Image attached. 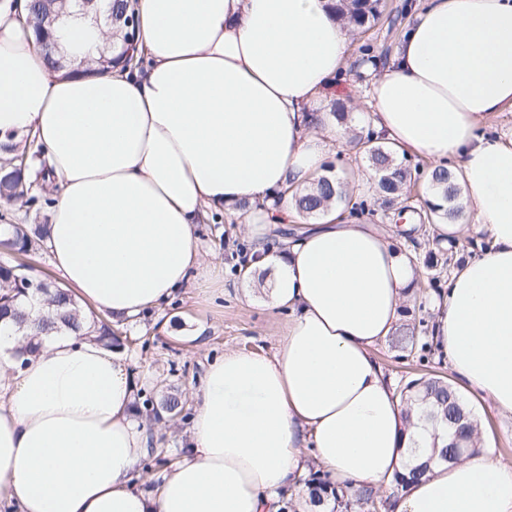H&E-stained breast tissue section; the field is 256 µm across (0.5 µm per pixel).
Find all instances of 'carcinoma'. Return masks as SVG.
Segmentation results:
<instances>
[{
	"instance_id": "cac0c4a2",
	"label": "carcinoma",
	"mask_w": 512,
	"mask_h": 512,
	"mask_svg": "<svg viewBox=\"0 0 512 512\" xmlns=\"http://www.w3.org/2000/svg\"><path fill=\"white\" fill-rule=\"evenodd\" d=\"M335 2L336 10L359 34L369 29L379 17L381 0ZM111 7L112 37L115 38V43L126 44L128 49L137 51V45L129 43V34L136 32V27L128 25L134 12L132 0H111ZM66 8L67 5L56 3L54 0H29L28 15L42 21L49 15L64 12ZM350 143L359 148L371 168L379 175L375 194L368 197L355 192L350 181L335 174L332 168L328 167L311 186L292 194L294 207L299 216H322L332 203L336 206H345L349 210V215L354 217L367 211L373 212L377 207L386 212L407 201L405 190L412 178L411 164L397 161L391 150L374 142L369 135L357 134ZM430 181L433 200L427 202L428 223L450 224L461 217V189L455 182L453 173L445 167L437 166L430 173ZM3 230L7 235L6 244L22 253L44 243L48 233L45 224H5ZM21 267V263L0 264L1 320L11 318L21 328L28 326L34 332L46 335L64 328L78 334L86 328L82 323L79 301L68 290L53 282H44L38 296L45 305L54 308V316L33 319L29 313L17 307L18 302L24 299L22 291L26 288ZM86 329L88 333L99 337V340L109 346L121 345V337L117 336V328L110 319H98ZM424 333L425 319L421 318L407 334L399 337L398 342L407 349L419 351L420 359L425 360L434 354L435 348ZM401 399L406 403V422H411V408L416 405L421 408V417L424 420L444 428L448 433V440L433 442L429 451L424 448L410 449L404 472L394 476V488L403 490L408 484L419 480L443 454L455 455L460 460L479 452L475 440L477 426L471 420L472 411L447 381L425 375L411 379L402 388ZM162 409L183 421L191 418V412L175 394L163 399ZM305 485L311 489V503L316 505L331 500L336 512H385L389 504V498L383 497L379 490L371 486L359 487L352 491L331 487L316 472L309 475Z\"/></svg>"
}]
</instances>
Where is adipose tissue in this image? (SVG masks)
Listing matches in <instances>:
<instances>
[{
	"label": "adipose tissue",
	"mask_w": 512,
	"mask_h": 512,
	"mask_svg": "<svg viewBox=\"0 0 512 512\" xmlns=\"http://www.w3.org/2000/svg\"><path fill=\"white\" fill-rule=\"evenodd\" d=\"M0 0V144L36 136L52 168L47 244L79 301L129 318L195 283L208 208L251 210L242 273L288 322L273 355L225 351L193 393L188 444L160 483L124 359L93 337L0 320V504L11 512H278L310 465L331 485L382 487L429 447L372 350L391 336L416 269L379 227L328 211L296 224L288 198L331 143L372 131L452 165L491 246L432 301V336L463 386L512 414V140L485 119L512 108V0H423L386 64L356 62L334 0H137L144 71L56 72ZM106 33L68 25L62 54L95 59ZM369 115L326 109L351 65ZM390 512H512V468L475 455L432 466Z\"/></svg>",
	"instance_id": "adipose-tissue-1"
}]
</instances>
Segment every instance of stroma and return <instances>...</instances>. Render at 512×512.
<instances>
[{
    "label": "stroma",
    "mask_w": 512,
    "mask_h": 512,
    "mask_svg": "<svg viewBox=\"0 0 512 512\" xmlns=\"http://www.w3.org/2000/svg\"><path fill=\"white\" fill-rule=\"evenodd\" d=\"M404 0H384L378 22L357 35V44H371L375 54L388 58L394 53L412 14H400ZM53 194L45 182H35L31 198L0 201V224H46L50 221ZM200 250L206 262L217 266L224 278L223 290L213 299L202 297L197 288L178 289L167 304L143 311L122 325L125 337L121 354L135 372L138 384L161 401L167 385L191 397L209 361L225 350L238 349L270 355L285 329L286 313L265 307L260 299L245 295L236 271L249 243L243 239L239 219L220 212L198 226ZM393 242L412 257L418 270V288L405 303L399 327L419 318H431L433 295L445 287L451 266L440 271L427 268L426 260L435 246L423 234L394 235ZM373 354L386 376L404 384L429 371L449 372L446 363L404 358L395 337L378 344ZM483 423L485 444L500 465L512 468V416L500 413L488 400L469 390L461 392Z\"/></svg>",
    "instance_id": "stroma-1"
}]
</instances>
